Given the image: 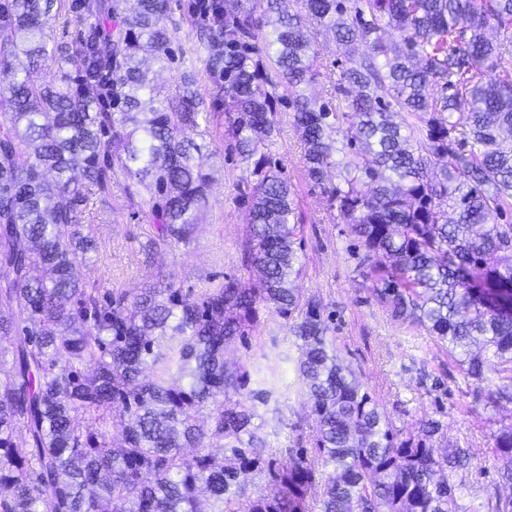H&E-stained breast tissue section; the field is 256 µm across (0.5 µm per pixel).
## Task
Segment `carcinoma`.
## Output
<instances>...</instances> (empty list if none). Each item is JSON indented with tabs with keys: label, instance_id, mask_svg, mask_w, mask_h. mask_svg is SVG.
Wrapping results in <instances>:
<instances>
[{
	"label": "carcinoma",
	"instance_id": "cac0c4a2",
	"mask_svg": "<svg viewBox=\"0 0 512 512\" xmlns=\"http://www.w3.org/2000/svg\"><path fill=\"white\" fill-rule=\"evenodd\" d=\"M133 2L0 0V512H512L496 493L459 506L466 450L435 452L434 420L399 438L339 362L300 288L303 217L264 152L286 101L308 182L365 247L374 302L434 336L463 379L490 384L486 402L512 400V0ZM65 7L76 55L46 33ZM185 24L191 59L173 48ZM323 38L339 69L326 99L302 92L325 67ZM143 52L161 70L180 62L172 84L149 77ZM50 62L52 79L33 80ZM215 112L253 164L237 184L249 277L195 295L172 282L101 292L85 278L90 196L122 179L160 241L189 245ZM403 112L415 130L395 121ZM262 307L291 321L314 415L312 448L281 465L254 426L268 391L234 399L250 374L224 361L257 335ZM495 444L512 484V424Z\"/></svg>",
	"mask_w": 512,
	"mask_h": 512
}]
</instances>
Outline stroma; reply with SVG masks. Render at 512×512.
I'll return each instance as SVG.
<instances>
[{
	"label": "stroma",
	"mask_w": 512,
	"mask_h": 512,
	"mask_svg": "<svg viewBox=\"0 0 512 512\" xmlns=\"http://www.w3.org/2000/svg\"><path fill=\"white\" fill-rule=\"evenodd\" d=\"M279 132L268 156L292 183L305 215L303 228L305 274L300 282L306 297L318 304L336 354L352 366L360 381L387 409L402 437L419 435L423 424L439 421L444 436L436 449L465 448L469 468L460 506L484 502L486 487L497 484L501 496H512V485L499 479L495 435L512 423V401L489 404L476 400L457 364L423 328L393 320L369 296L360 271L366 254L348 225L330 216L319 191L303 176V144L292 112L280 107ZM213 155L207 169L212 177L208 206L188 247L158 240L151 215L130 206L121 186L108 198L91 196L84 214L98 244L86 270L90 283L130 296L146 288L175 284L196 293L223 283L228 276H245L242 240L248 211L238 198L237 183L247 166L231 154L224 140V115L216 113L210 126ZM261 333L249 345L238 343L225 352L228 363L251 370L263 353L281 354L274 393L257 412L279 463L289 461L296 428H309L310 403L300 392L295 372L296 339L289 323L276 313L260 312Z\"/></svg>",
	"instance_id": "stroma-1"
}]
</instances>
